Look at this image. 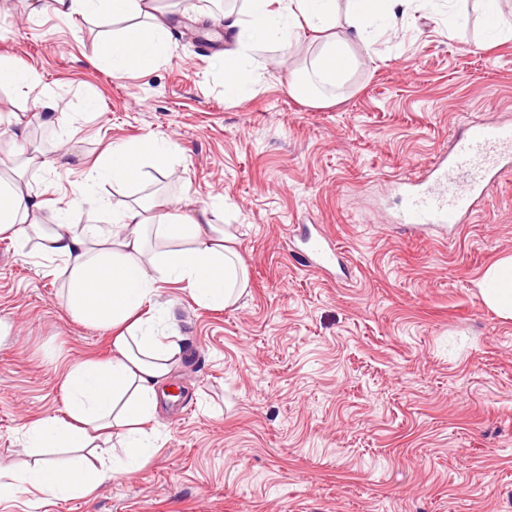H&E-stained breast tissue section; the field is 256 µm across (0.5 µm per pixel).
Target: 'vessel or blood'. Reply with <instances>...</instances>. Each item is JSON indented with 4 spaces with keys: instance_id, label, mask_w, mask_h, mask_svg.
Segmentation results:
<instances>
[{
    "instance_id": "b4317fda",
    "label": "vessel or blood",
    "mask_w": 512,
    "mask_h": 512,
    "mask_svg": "<svg viewBox=\"0 0 512 512\" xmlns=\"http://www.w3.org/2000/svg\"><path fill=\"white\" fill-rule=\"evenodd\" d=\"M512 166V127L494 123L468 125L452 150H440L420 181L396 179L402 207L397 223L455 230L476 202L497 185L500 173ZM307 265L328 268L339 257L336 244L320 234L300 252Z\"/></svg>"
}]
</instances>
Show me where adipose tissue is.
<instances>
[{"mask_svg": "<svg viewBox=\"0 0 512 512\" xmlns=\"http://www.w3.org/2000/svg\"><path fill=\"white\" fill-rule=\"evenodd\" d=\"M46 2L59 17L104 16L118 23L104 49L113 73L161 59L169 50V31L161 21L147 27L134 22L148 12L152 0ZM336 2L243 0L239 11L224 12V27L236 36L235 49L221 56L229 94L241 95L253 82L251 56L265 39L276 35L288 41L308 29L326 36L315 74L295 78L289 89L302 99L323 100L322 86L340 84L352 65L350 41L368 42L372 28L390 25L396 7L414 0H347L348 28L343 32L336 29ZM176 153V145L164 138L116 145L88 170L86 180L135 185L143 179L141 158L162 170ZM223 206L219 199L194 214L180 215L170 197L155 195L114 212L107 224L79 225L63 213L49 224L40 193L18 175L0 174V234L12 233L22 250L30 234H37L44 258L66 265V300L73 315L113 331L110 360L84 362L68 372L65 417L48 416L24 427L33 450L65 448L71 458L63 464L44 458L19 471H0V500L20 494L35 502L86 495L111 475L142 469L153 452L143 425L154 415L158 387L181 356L180 344L165 333V313L156 300L158 278L183 284L198 304L216 309L236 304L248 288L244 265L226 246L229 227L212 220ZM481 297L502 318H512V256L485 271ZM103 438L117 439L123 456L101 448Z\"/></svg>", "mask_w": 512, "mask_h": 512, "instance_id": "ef3b65f1", "label": "adipose tissue"}]
</instances>
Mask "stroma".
Listing matches in <instances>:
<instances>
[{
	"label": "stroma",
	"mask_w": 512,
	"mask_h": 512,
	"mask_svg": "<svg viewBox=\"0 0 512 512\" xmlns=\"http://www.w3.org/2000/svg\"><path fill=\"white\" fill-rule=\"evenodd\" d=\"M0 0V58L35 72L55 99L45 124L33 94L0 79V169L39 146L49 167L22 168L47 214L76 224L106 214L72 204L115 143L179 145L173 170L142 185L94 186L115 210L159 189L189 214L223 197L249 288L229 308L197 304L161 280L182 359L164 382L182 414L157 408L155 452L134 475L86 496L46 498L39 512H512V319L482 301L488 266L512 255V173L456 235L394 223L390 182L428 163L470 119L512 125V40L448 25L442 0L398 16L324 105L288 85L310 70L309 33L253 52L257 79L224 94L216 63L232 37L221 10L240 0H161L167 55L123 75L99 61L106 18L33 15ZM315 224L343 250L337 275L305 267L292 235ZM63 262L37 241L0 234V467L36 457L22 428L64 416L65 376L112 354L111 329L66 305Z\"/></svg>",
	"instance_id": "1"
}]
</instances>
